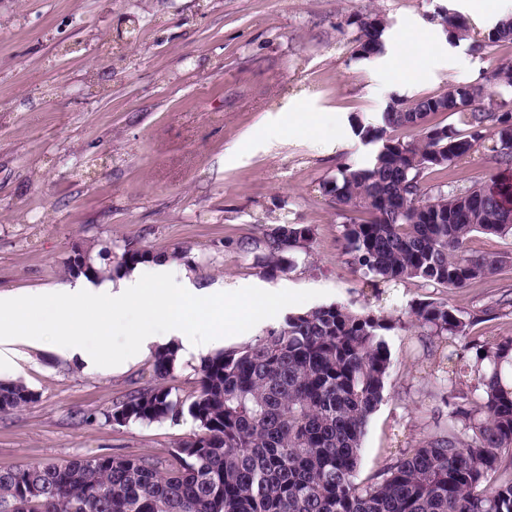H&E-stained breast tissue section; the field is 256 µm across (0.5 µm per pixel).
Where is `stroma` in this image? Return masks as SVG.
Listing matches in <instances>:
<instances>
[{
  "label": "stroma",
  "mask_w": 512,
  "mask_h": 512,
  "mask_svg": "<svg viewBox=\"0 0 512 512\" xmlns=\"http://www.w3.org/2000/svg\"><path fill=\"white\" fill-rule=\"evenodd\" d=\"M372 10L388 23L384 54L353 56L350 22ZM459 0H0V294L22 298L68 285L74 244L137 241L166 254L201 288H267L282 305L260 323L242 321L254 340L287 314L331 303L371 304L388 316L437 298L409 283L372 298L341 253V219L319 185L371 148L352 131L373 124L389 98L413 102L448 84L477 82L512 63V48L472 54L469 40L445 37L444 15ZM437 30L440 50L406 85L391 70L413 46L418 21ZM303 101L307 121L290 107ZM495 168L477 145L449 172L468 186ZM287 218L314 231L312 253L264 276L258 256L236 249L261 223ZM512 290V265L449 294L476 311ZM83 338L101 348L96 367L67 358L52 338L0 368L23 382L34 403L0 419V469L76 456L150 453L168 459L190 421L115 427L103 413L144 384L151 354L116 371L111 347L134 326L166 333L136 307L86 312ZM393 367L386 400L362 440L360 476L382 464L397 424L406 422L429 361L418 337L389 338Z\"/></svg>",
  "instance_id": "stroma-1"
}]
</instances>
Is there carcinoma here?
Segmentation results:
<instances>
[{
  "mask_svg": "<svg viewBox=\"0 0 512 512\" xmlns=\"http://www.w3.org/2000/svg\"><path fill=\"white\" fill-rule=\"evenodd\" d=\"M353 52H383L386 20L366 13L353 21ZM512 44V22L498 21L470 51ZM512 88V65L482 83H458L406 105L391 100L377 125L357 127L373 145L363 164H346L321 184L344 222L347 263L375 288L408 282L448 292L496 275L506 261L469 252L472 234L512 236V112L495 100ZM475 104L457 112L461 132L430 124L455 99ZM389 128H415L418 141H400ZM497 173L470 186L425 185L433 168L448 169L476 144ZM312 229L287 218L272 222L242 251L262 252L269 276L308 254ZM88 270L68 262L74 277L98 279L157 259L125 242L86 251ZM512 293L476 312L448 301L410 308L393 319L365 305L333 303L290 313L255 340L205 358L199 388L173 394L177 349L155 352V384L133 390L103 413L114 426L191 419L192 432L162 462L151 454L75 457L64 463L0 469V512H512V336H473L472 327L508 316ZM412 331L428 342L427 395L447 409L430 426L410 423L404 444L386 450L383 465L358 480L361 443L384 400L392 366L388 333ZM36 401L17 381H0V415ZM30 482L42 495L23 501Z\"/></svg>",
  "mask_w": 512,
  "mask_h": 512,
  "instance_id": "carcinoma-1",
  "label": "carcinoma"
}]
</instances>
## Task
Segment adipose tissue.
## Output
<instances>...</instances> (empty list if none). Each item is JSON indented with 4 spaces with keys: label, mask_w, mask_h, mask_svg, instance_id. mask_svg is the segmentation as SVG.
I'll return each mask as SVG.
<instances>
[{
    "label": "adipose tissue",
    "mask_w": 512,
    "mask_h": 512,
    "mask_svg": "<svg viewBox=\"0 0 512 512\" xmlns=\"http://www.w3.org/2000/svg\"><path fill=\"white\" fill-rule=\"evenodd\" d=\"M53 317L61 324L56 337L60 351L93 365L99 354L87 350L82 342L84 311L93 304L122 308L137 303L140 311L167 316V339L179 340L189 352L208 350L211 335L193 328L186 309L203 304L225 316L228 329L239 319L262 320L266 309L280 304L276 294L262 288H199L188 277H175L171 265L160 261L146 270L116 281H81L54 295ZM44 314L39 299H29L27 307L10 298L0 297V363L19 356L21 347L39 343Z\"/></svg>",
    "instance_id": "obj_1"
}]
</instances>
